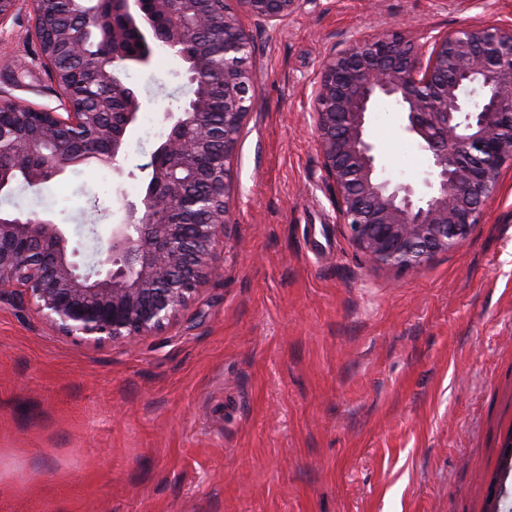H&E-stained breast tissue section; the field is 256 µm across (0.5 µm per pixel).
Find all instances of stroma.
I'll return each mask as SVG.
<instances>
[{"label": "stroma", "instance_id": "1", "mask_svg": "<svg viewBox=\"0 0 512 512\" xmlns=\"http://www.w3.org/2000/svg\"><path fill=\"white\" fill-rule=\"evenodd\" d=\"M512 23V0H300L288 21L244 18L255 98L235 161L218 273L135 344L64 335L0 294V512H486L512 438V167L481 224L416 270L378 267L339 222L310 118L322 59L380 30L412 37ZM30 10L0 22V89L54 108ZM155 52L123 78L137 121L122 175L96 163L20 198L84 243L107 236L164 140ZM377 103L388 175L428 165Z\"/></svg>", "mask_w": 512, "mask_h": 512}]
</instances>
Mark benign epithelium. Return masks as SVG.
Here are the masks:
<instances>
[{
  "mask_svg": "<svg viewBox=\"0 0 512 512\" xmlns=\"http://www.w3.org/2000/svg\"><path fill=\"white\" fill-rule=\"evenodd\" d=\"M88 0H0V23L24 5L59 109L0 93V195L15 175L38 187L94 161L120 158L143 102L121 80L147 67L162 41L187 64L200 92L164 113L165 140L145 166L147 189L111 224L96 262H80L64 225L0 210V291L20 289L66 336L131 342L170 325L215 273L229 223L234 161L255 96L241 16L274 26L299 0H112L95 7L107 52L88 59L65 16ZM140 47L125 49L129 33ZM397 103L399 130L428 153L422 186L385 174L369 128L375 105ZM312 119L340 223L373 264L414 270L462 245L512 166V25H466L417 43L397 33L356 39L326 57L311 90Z\"/></svg>",
  "mask_w": 512,
  "mask_h": 512,
  "instance_id": "1",
  "label": "benign epithelium"
}]
</instances>
